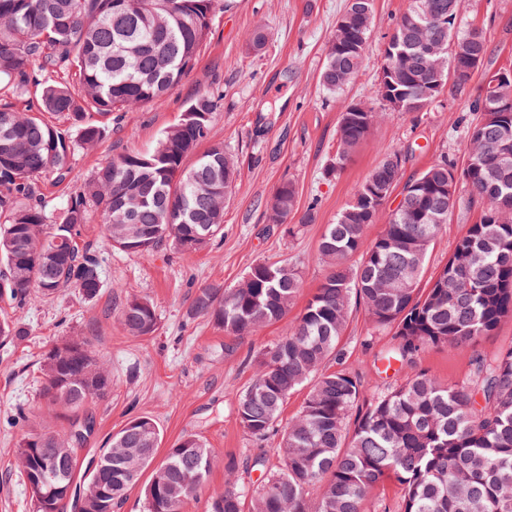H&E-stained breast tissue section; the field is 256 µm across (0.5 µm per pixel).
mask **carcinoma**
Listing matches in <instances>:
<instances>
[{
	"instance_id": "carcinoma-1",
	"label": "carcinoma",
	"mask_w": 512,
	"mask_h": 512,
	"mask_svg": "<svg viewBox=\"0 0 512 512\" xmlns=\"http://www.w3.org/2000/svg\"><path fill=\"white\" fill-rule=\"evenodd\" d=\"M218 0H0V300L23 306L68 289L88 301L103 288L104 257L82 238L99 217L106 244L128 255L171 242L194 252L224 234V204L236 164L211 140L220 99L201 91L147 153L128 152L99 167L50 214L38 177L66 180L75 151L105 139L114 112L161 102L194 66L211 34ZM374 0H349L336 21L320 73L322 88L342 91L368 53ZM456 0H409L384 45L378 93L392 109L420 112L448 89L462 93L486 68L484 30H456ZM34 94L33 109L16 107ZM470 129L467 162L436 159L405 183L402 155L388 154L327 225L318 245L325 274L288 335L266 349L238 395L240 427L260 441L279 427L288 396L309 387L299 415L282 430L283 467L248 491L229 478L208 512H366V497L390 479L403 490L399 512H512V348L475 358L469 378L442 384L420 370L403 384L369 391L359 373L326 372L352 304L364 305L374 330L392 333L385 355L412 365L425 350L475 346L512 316V112H486ZM70 122L66 131L45 115ZM381 113L343 112L336 175L370 135ZM193 158L188 164L186 160ZM465 191L480 218L457 240L448 261L423 280L442 225ZM297 189L287 180L266 202L270 222L285 224ZM382 224L373 238L368 229ZM300 290L286 265H253L232 288L197 289L189 315L245 336L280 320ZM120 321L132 336L157 330L154 304L131 296ZM26 331L3 316L0 346ZM41 396L71 414V429L27 433L18 468L33 512H116L161 441L158 424L140 416L110 438L73 490L77 449L93 427L79 418L105 399L112 377L92 340H62L41 358ZM211 451L196 437L168 450L143 489L145 512H182L207 481Z\"/></svg>"
}]
</instances>
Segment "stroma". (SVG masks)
I'll list each match as a JSON object with an SVG mask.
<instances>
[{
    "instance_id": "1",
    "label": "stroma",
    "mask_w": 512,
    "mask_h": 512,
    "mask_svg": "<svg viewBox=\"0 0 512 512\" xmlns=\"http://www.w3.org/2000/svg\"><path fill=\"white\" fill-rule=\"evenodd\" d=\"M347 2L224 0L193 68L162 104L136 108L111 121V131L100 144L76 151L65 182L43 180L50 208H58L113 156L151 151L200 90H212L221 98L212 137L223 141L238 167L235 190L224 206L221 242L192 253L166 247L131 256L107 249L101 226L93 220L82 234L106 256L99 299L89 302L68 291L8 310L26 334L0 346V512H32L17 467L23 430L6 427V417L21 406L28 429L68 427L61 411L49 410L39 397L41 355L68 336L93 337L96 354L112 376L109 396L88 404L96 425L78 450L83 469H92L111 435L137 416L153 418L161 429L157 460H164L169 448L188 436L200 438L212 452L208 482L183 512H208L212 490L223 487L226 478L250 488L259 485L263 470L252 467L254 454L265 453L267 469L282 467L280 434L253 442L238 423L237 398L254 378L262 352L287 334L320 284L325 269L318 260V244L327 224L389 153L404 155L407 179L442 155L463 164L469 130L478 118L469 102L484 85L479 72L463 94L442 92L426 111H386L377 94L382 50L409 0H375L368 57L343 92L329 95L318 76L326 43ZM260 24L267 27L268 42L255 52L250 42ZM456 26L462 32L473 27L485 30L491 70L512 66V0H457ZM349 102L365 103L381 118L344 169L329 178L324 170L336 151L341 111ZM286 180L297 187L298 209L288 223H269L265 203ZM306 210L314 215L312 223L301 221ZM479 215L474 208H456L429 254L427 274L444 266L457 239ZM263 260L288 262L301 276L300 293L281 320L234 337L206 319L189 317L197 288L211 283L232 287ZM129 296L153 302L158 315L153 336L136 337L124 330L119 304ZM392 344L391 334L374 331L364 308L354 306L340 354L325 368L360 372L368 385L382 388L404 383L418 369L444 383L460 382L468 377L476 355L512 348V318L473 348L434 347L412 367H383L380 357Z\"/></svg>"
}]
</instances>
